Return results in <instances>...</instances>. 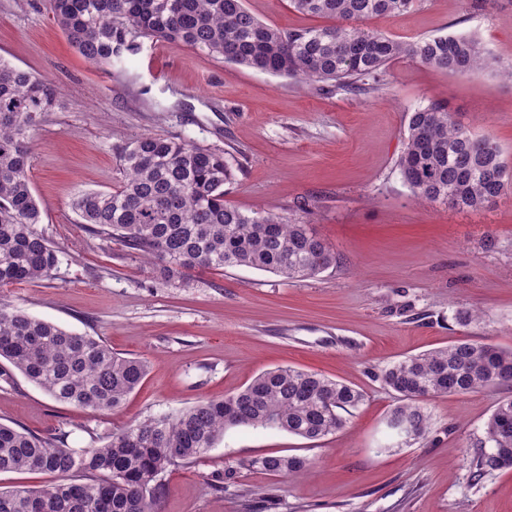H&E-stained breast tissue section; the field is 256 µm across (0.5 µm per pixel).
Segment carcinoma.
Returning a JSON list of instances; mask_svg holds the SVG:
<instances>
[{"mask_svg": "<svg viewBox=\"0 0 512 512\" xmlns=\"http://www.w3.org/2000/svg\"><path fill=\"white\" fill-rule=\"evenodd\" d=\"M421 0H289L294 10L333 24L281 31L260 21L245 0H48L69 43L88 61L110 66L134 54L136 39L186 46L273 75L336 93L366 92L386 67L410 58L462 77L496 66L475 37L446 34L412 43L367 28L373 16H397ZM58 91L0 59V286L49 280L58 247L36 225L41 210L30 179L32 134ZM398 166L414 198L478 209L512 192V164L491 137L456 120L448 103L431 100L412 112ZM121 178L110 191L76 195L71 207L93 235L115 239L191 284L195 268L250 267L286 279L313 278L336 255L311 225L270 213L249 215L224 203L235 179L224 156L180 138L132 139L120 152ZM0 358L55 401L116 411L142 385L147 364L102 340L72 333L0 302ZM398 395L388 422L401 421L407 442L429 434L428 400L512 383V349L464 336L453 345L393 362L383 372ZM362 400L353 387L315 372L276 367L241 390L167 415L149 416L101 446L72 448L0 423V474H54L37 487L0 489V512H155L169 468L203 458L230 428L277 429L316 441L342 429ZM473 478L512 469V398L489 416ZM253 469L297 477L309 460L297 455L252 459ZM244 465L224 466L216 490L238 484Z\"/></svg>", "mask_w": 512, "mask_h": 512, "instance_id": "1", "label": "carcinoma"}]
</instances>
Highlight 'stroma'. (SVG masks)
<instances>
[{
  "instance_id": "obj_1",
  "label": "stroma",
  "mask_w": 512,
  "mask_h": 512,
  "mask_svg": "<svg viewBox=\"0 0 512 512\" xmlns=\"http://www.w3.org/2000/svg\"><path fill=\"white\" fill-rule=\"evenodd\" d=\"M283 31L325 26L288 0H246ZM367 27L402 42L477 37L512 64V0H425ZM136 54L99 67L71 46L46 0H0V59L59 91L35 127L30 176L38 226L61 250L52 279L0 287V300L113 351L147 361L119 411L62 404L19 371L0 374V422L73 448L103 444L150 415L237 392L263 370L291 366L363 391L338 432L310 442L276 429L232 428L200 460L170 468L158 512H512V470L473 480L474 444L512 385L428 403L426 439L397 443L386 421L397 397L384 369L465 335L512 349V195L481 210L414 201L398 160L411 112L447 101L458 120L512 160V80L451 75L399 59L370 94H327L187 47L139 38ZM181 137L238 170L224 199L246 213L307 221L337 263L289 280L246 267L195 269L191 287L161 278L119 242L86 232L70 207L120 178L134 136ZM472 308L479 324L455 315ZM307 457L302 477L244 469L262 455ZM236 487L210 483L225 465Z\"/></svg>"
}]
</instances>
